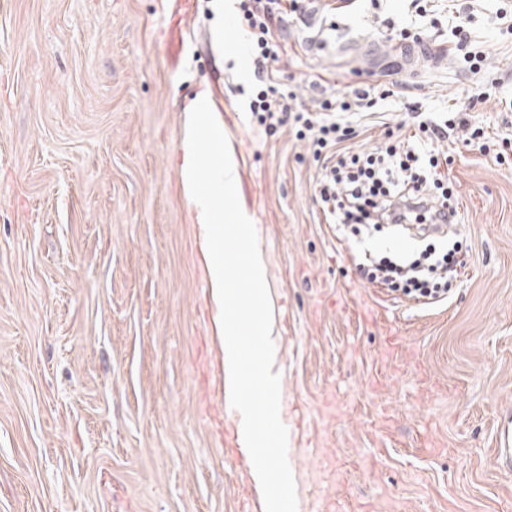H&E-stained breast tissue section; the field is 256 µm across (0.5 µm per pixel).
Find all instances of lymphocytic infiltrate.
<instances>
[{
  "label": "lymphocytic infiltrate",
  "instance_id": "lymphocytic-infiltrate-1",
  "mask_svg": "<svg viewBox=\"0 0 512 512\" xmlns=\"http://www.w3.org/2000/svg\"><path fill=\"white\" fill-rule=\"evenodd\" d=\"M306 10L305 0H289L285 6L280 0H240L239 22L253 56L249 110L266 133L289 126L297 139L307 142L320 164L314 196L326 223L359 236L381 224L400 232L411 224L455 219L452 193L434 147L447 137V127L424 119L416 134L402 139L391 132L375 149L354 152L347 143L357 131L348 113L373 110L393 97V90L357 88L342 98L321 99L315 112L296 105V93L282 82L273 64L280 58V33L288 18ZM455 265L453 252L441 254L428 246L415 258L398 256L382 265L375 255L364 254L357 270L372 287L430 305L446 299Z\"/></svg>",
  "mask_w": 512,
  "mask_h": 512
}]
</instances>
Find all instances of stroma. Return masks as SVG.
Returning a JSON list of instances; mask_svg holds the SVG:
<instances>
[{"label":"stroma","mask_w":512,"mask_h":512,"mask_svg":"<svg viewBox=\"0 0 512 512\" xmlns=\"http://www.w3.org/2000/svg\"><path fill=\"white\" fill-rule=\"evenodd\" d=\"M312 0L276 64L322 92L396 87L354 151L451 107L458 273L442 303L381 296L325 224L291 128L258 129L238 0H0V512H264L224 384L182 176L206 97L255 225L298 512H512V0ZM467 23L473 41L457 46ZM443 47L406 63L402 33ZM489 43L481 72L464 56ZM495 458L506 465L512 464V419L503 418L497 428Z\"/></svg>","instance_id":"obj_1"}]
</instances>
